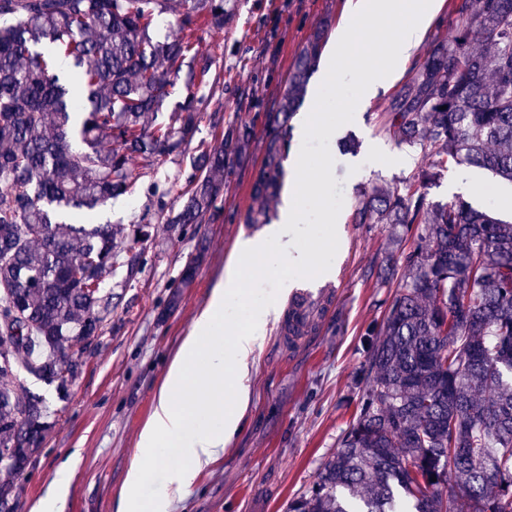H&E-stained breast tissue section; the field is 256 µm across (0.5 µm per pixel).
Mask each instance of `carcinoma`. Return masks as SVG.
<instances>
[{
    "label": "carcinoma",
    "instance_id": "carcinoma-1",
    "mask_svg": "<svg viewBox=\"0 0 512 512\" xmlns=\"http://www.w3.org/2000/svg\"><path fill=\"white\" fill-rule=\"evenodd\" d=\"M174 35L150 29L170 0H0V512L41 451L48 422L16 366L63 389L93 353L112 313L106 281L143 253L119 250L122 228L66 215L131 193L132 161L192 141L193 88L213 58L200 22L224 24V0H182ZM453 40L437 25L430 50L386 107L388 130L433 149L423 185L449 163L512 182V0H461ZM478 30L481 48L471 46ZM322 34L298 56L288 90L264 115L265 155L248 224H266L283 185L287 122ZM184 101L162 111L180 72ZM250 130L202 148L169 224L221 210L224 177ZM356 224L416 227L398 239L402 270L369 341L357 411L317 481L287 512H512V222L462 202L432 207L398 188L365 196Z\"/></svg>",
    "mask_w": 512,
    "mask_h": 512
}]
</instances>
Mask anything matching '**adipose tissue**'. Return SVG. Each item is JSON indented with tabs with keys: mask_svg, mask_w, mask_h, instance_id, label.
<instances>
[{
	"mask_svg": "<svg viewBox=\"0 0 512 512\" xmlns=\"http://www.w3.org/2000/svg\"><path fill=\"white\" fill-rule=\"evenodd\" d=\"M306 189L302 168L293 167L278 221L263 236L239 240L223 282L212 290L206 308L182 338L157 390L116 512H169L196 477L223 456L239 430L249 400L252 359L268 328L278 321L282 294L288 288L287 282H280L277 295L252 311L246 327L231 324L228 305L243 294L245 266L267 269L284 261L301 274H331L328 266L312 268L309 252L296 246L306 222L300 205ZM171 448L176 449L179 463H167ZM158 466L165 471L164 482L151 499H143L141 489Z\"/></svg>",
	"mask_w": 512,
	"mask_h": 512,
	"instance_id": "adipose-tissue-1",
	"label": "adipose tissue"
}]
</instances>
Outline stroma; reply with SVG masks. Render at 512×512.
<instances>
[{
	"label": "stroma",
	"instance_id": "stroma-1",
	"mask_svg": "<svg viewBox=\"0 0 512 512\" xmlns=\"http://www.w3.org/2000/svg\"><path fill=\"white\" fill-rule=\"evenodd\" d=\"M454 3L438 0L411 58L331 137L343 206L330 302L312 333L295 344L281 340L279 327L269 330L255 353L251 399L239 431L174 512H286L289 499L313 486L321 464L336 450L358 405L366 328L382 320L396 291L395 284L379 281L391 227L354 223V208L364 194L381 187L422 190L434 206L456 199L448 186L462 166H447L436 181L418 187L413 175L426 162V151L395 138L385 112L428 52L437 23L449 21ZM348 11L349 0H224L223 26L199 29L200 47L214 57L221 76L202 91L206 105L192 143L154 164L136 161L135 193L101 211L126 229L149 223L146 265L132 276L116 270L112 312L99 346L84 357L66 391L24 377L30 391L45 399L51 427L39 455L16 482L15 512H29L75 450L80 463L62 512H114L167 367L221 280L237 240L253 234L245 216L264 153L258 129L224 185L220 216L207 224L167 223L169 211L182 206L197 146L214 144L228 128L251 126L255 113L272 111L311 33L322 30L321 48L329 50ZM193 257L194 276L182 284L184 266ZM284 278L296 285L305 281L285 265L246 275L239 322H246L250 309L271 297Z\"/></svg>",
	"mask_w": 512,
	"mask_h": 512
}]
</instances>
